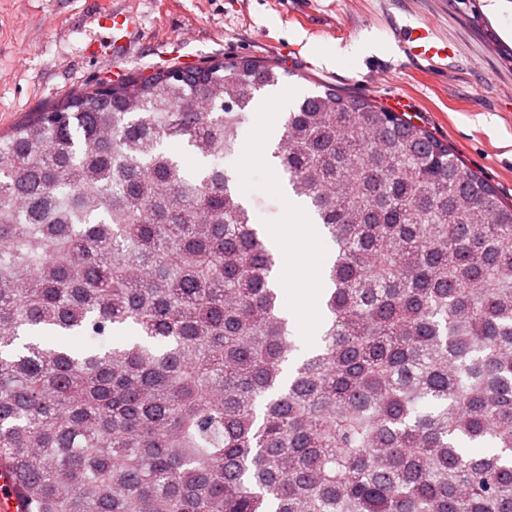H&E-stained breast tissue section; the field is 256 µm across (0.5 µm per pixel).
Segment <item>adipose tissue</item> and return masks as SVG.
<instances>
[{"label": "adipose tissue", "mask_w": 512, "mask_h": 512, "mask_svg": "<svg viewBox=\"0 0 512 512\" xmlns=\"http://www.w3.org/2000/svg\"><path fill=\"white\" fill-rule=\"evenodd\" d=\"M287 207L292 218L291 224L272 235L273 245L282 257L277 283L289 293V319L314 330L321 323L314 297L323 290L325 280L320 271L307 273L300 270L294 259L289 257L288 246L293 242L299 243L307 254L316 257L322 264L329 260L330 252L319 225L313 224L305 204L291 197L287 200Z\"/></svg>", "instance_id": "adipose-tissue-1"}]
</instances>
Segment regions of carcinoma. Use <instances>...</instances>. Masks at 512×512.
<instances>
[{"label": "carcinoma", "instance_id": "carcinoma-1", "mask_svg": "<svg viewBox=\"0 0 512 512\" xmlns=\"http://www.w3.org/2000/svg\"><path fill=\"white\" fill-rule=\"evenodd\" d=\"M202 70L0 134L17 512H512V202L407 115L315 84L273 152L333 244L303 353L225 165L288 72Z\"/></svg>", "mask_w": 512, "mask_h": 512}]
</instances>
